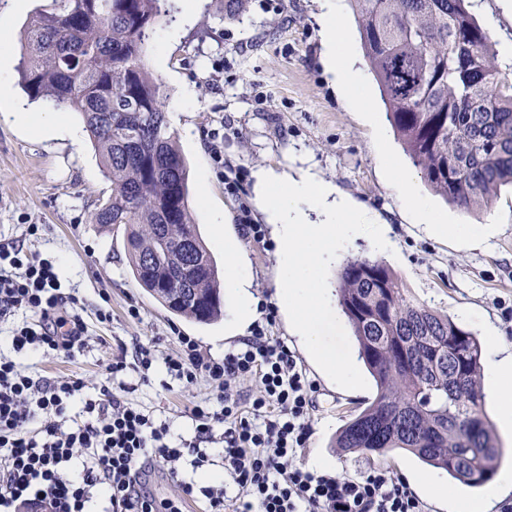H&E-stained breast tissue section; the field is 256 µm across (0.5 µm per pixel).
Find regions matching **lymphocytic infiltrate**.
I'll use <instances>...</instances> for the list:
<instances>
[{
  "label": "lymphocytic infiltrate",
  "instance_id": "1",
  "mask_svg": "<svg viewBox=\"0 0 512 512\" xmlns=\"http://www.w3.org/2000/svg\"><path fill=\"white\" fill-rule=\"evenodd\" d=\"M75 301L53 261L18 240L0 244V321L19 311L31 315L13 330L15 351L66 358L83 352L84 322L65 310ZM165 365L186 384L204 377L217 387L215 402L191 410L193 439H173L168 424H155L105 385L99 398L84 399L85 419H72L68 409L83 398V379L35 378L0 356V512H92L99 498L112 512H159L145 475L187 456L202 468L214 444L237 494L216 484H178L181 499H205L208 512H425L388 469L344 478L294 466L310 438L316 385L288 345L264 327L220 359L202 355L194 338L180 337ZM253 378L256 393L234 391L237 380Z\"/></svg>",
  "mask_w": 512,
  "mask_h": 512
}]
</instances>
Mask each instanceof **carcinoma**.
Masks as SVG:
<instances>
[{"instance_id": "obj_1", "label": "carcinoma", "mask_w": 512, "mask_h": 512, "mask_svg": "<svg viewBox=\"0 0 512 512\" xmlns=\"http://www.w3.org/2000/svg\"><path fill=\"white\" fill-rule=\"evenodd\" d=\"M167 0H44L21 37L19 80L34 100L82 114L112 195L95 224L123 227L135 279L166 303L177 240L193 239L172 279L195 299L171 312L222 316L218 268L188 201L185 158L168 132L165 85L146 60ZM467 0H350L364 56L389 122L437 194L468 212L512 184V73ZM338 303L376 386L375 399L336 434L347 453L410 452L472 488L496 471L500 449L483 413L481 345L452 318L408 299L391 271L351 257Z\"/></svg>"}]
</instances>
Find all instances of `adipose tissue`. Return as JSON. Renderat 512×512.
I'll use <instances>...</instances> for the list:
<instances>
[{"label": "adipose tissue", "mask_w": 512, "mask_h": 512, "mask_svg": "<svg viewBox=\"0 0 512 512\" xmlns=\"http://www.w3.org/2000/svg\"><path fill=\"white\" fill-rule=\"evenodd\" d=\"M318 3L317 22L324 63L334 77L341 99L351 107L364 108L368 83L340 26L343 0H318ZM0 105L42 136L50 137L64 130L71 140L79 138L78 131L65 130L62 113L47 116L22 111L13 102L8 86L2 83ZM383 161L413 223L427 224L439 233L470 242L486 238L488 230L481 225H444L425 198L409 191V179L393 156L384 154ZM257 206L272 227L278 257L277 296L294 336L335 383L358 385L360 372L355 359L349 353L336 351L325 341L329 329L337 324V314L333 290L324 272L338 250L361 235L364 225L371 223L367 211L347 201L332 183L308 173L295 179L272 170L257 177ZM224 256L227 260L224 286L233 299L229 329L239 334L255 317L256 300L236 239H225ZM504 348L503 337L489 336L485 372L493 387L500 425L512 430V355H506Z\"/></svg>", "instance_id": "obj_1"}]
</instances>
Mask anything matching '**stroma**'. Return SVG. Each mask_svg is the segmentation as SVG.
I'll return each mask as SVG.
<instances>
[{"instance_id":"35a3bbf8","label":"stroma","mask_w":512,"mask_h":512,"mask_svg":"<svg viewBox=\"0 0 512 512\" xmlns=\"http://www.w3.org/2000/svg\"><path fill=\"white\" fill-rule=\"evenodd\" d=\"M15 0H0V15L12 17L13 34L0 44V81L27 111L48 112L45 101H29L19 84L17 65L24 23L40 0H27L14 12ZM221 0H197L193 12L161 23L148 49L149 64L166 86V113H179L169 131L189 166L190 208L206 248L223 261L217 230L210 217L224 213L247 258L252 292L258 299L255 318L267 335L286 341L314 380L310 438L295 463L304 467L312 453L333 462V473L359 477L384 467L401 477L413 494L415 478L426 468L413 455L344 453L334 446L337 430L351 415L373 401L370 375L354 391L338 388L298 348L288 332V318L275 300L276 243L255 205L259 170L274 168L297 175L307 170L332 183L340 194L388 225L394 248L377 250L370 238L348 242L340 259L364 255L382 262L429 309L448 315L461 327L486 340L497 332L512 341V186L500 187L492 204L463 212L446 203L425 183L419 169L397 140L386 118L376 82H369L368 105L373 123L341 101L323 63V46L315 20L317 0H246L233 19L220 15ZM467 7L496 45L512 41V0H468ZM197 92L194 101L181 99L184 87ZM68 124L85 128L82 117L67 113ZM386 133L388 149L412 182L450 224H485L489 236L479 245L437 235L426 225L410 223L392 181L377 158L375 129ZM112 193L89 136L44 139L14 119L0 115V240L24 239L41 257L56 261L64 291L83 303L81 312L88 346L68 359L53 354H15L30 373L55 378H83L89 396L108 385L125 401L170 426L176 438H192L191 410L215 390L206 379L191 387L167 375L163 359L177 348L181 336L195 338L203 355L222 357L240 344L228 336L227 320L201 325L163 308L134 278L122 232L94 224L91 215ZM38 232L26 236L27 225ZM261 227L260 238L246 227ZM107 307L110 322L96 311ZM139 316H131L130 307ZM155 354L149 381L137 371L112 374L111 364L132 356L138 346Z\"/></svg>"}]
</instances>
